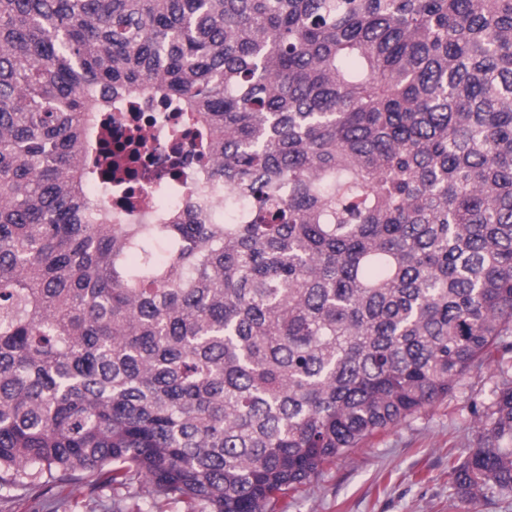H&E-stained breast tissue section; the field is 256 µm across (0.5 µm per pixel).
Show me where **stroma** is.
Here are the masks:
<instances>
[{"instance_id": "stroma-1", "label": "stroma", "mask_w": 512, "mask_h": 512, "mask_svg": "<svg viewBox=\"0 0 512 512\" xmlns=\"http://www.w3.org/2000/svg\"><path fill=\"white\" fill-rule=\"evenodd\" d=\"M498 367L484 362L447 398L338 458L284 498L282 512H512V496L471 504L448 479L449 462L470 451L472 410L489 401Z\"/></svg>"}]
</instances>
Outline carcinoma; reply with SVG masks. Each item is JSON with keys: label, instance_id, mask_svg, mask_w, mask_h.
<instances>
[{"label": "carcinoma", "instance_id": "cac0c4a2", "mask_svg": "<svg viewBox=\"0 0 512 512\" xmlns=\"http://www.w3.org/2000/svg\"><path fill=\"white\" fill-rule=\"evenodd\" d=\"M159 100L226 223L96 186ZM512 0H0V498L279 501L512 351ZM449 475L512 494V375Z\"/></svg>", "mask_w": 512, "mask_h": 512}]
</instances>
